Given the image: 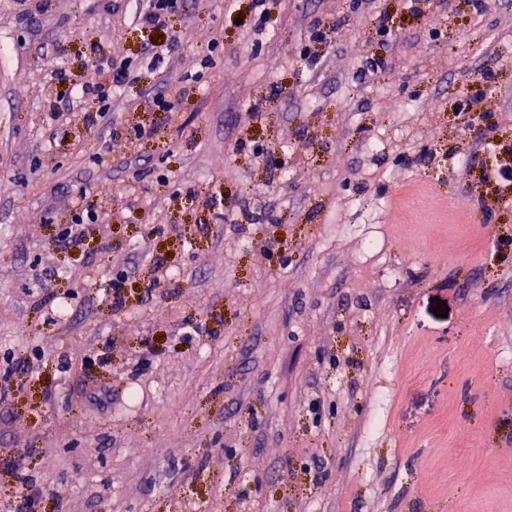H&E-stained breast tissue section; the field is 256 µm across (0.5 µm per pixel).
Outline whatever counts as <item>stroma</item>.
Wrapping results in <instances>:
<instances>
[{"mask_svg":"<svg viewBox=\"0 0 512 512\" xmlns=\"http://www.w3.org/2000/svg\"><path fill=\"white\" fill-rule=\"evenodd\" d=\"M107 3L0 0V374L34 364L0 401V459L38 512H512V0H269L260 28L252 0H183L154 69ZM319 20L340 37L311 42ZM100 56L132 63L100 127H48L108 83ZM487 72L484 138L455 103ZM248 202L272 222H238ZM99 215L96 209H94L91 205H83L78 203V207L76 209V213L74 214L72 221L73 224L67 229V232L64 233L60 242H62L66 247L69 246L70 243L73 245L78 244L79 240L75 235L72 234V226H78L80 224H92L98 221Z\"/></svg>","mask_w":512,"mask_h":512,"instance_id":"35a3bbf8","label":"stroma"}]
</instances>
